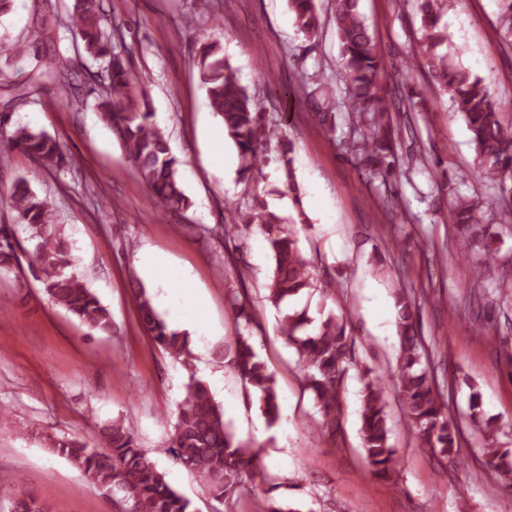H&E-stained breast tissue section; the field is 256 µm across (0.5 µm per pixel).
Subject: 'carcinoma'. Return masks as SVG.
Here are the masks:
<instances>
[{
	"label": "carcinoma",
	"instance_id": "carcinoma-1",
	"mask_svg": "<svg viewBox=\"0 0 512 512\" xmlns=\"http://www.w3.org/2000/svg\"><path fill=\"white\" fill-rule=\"evenodd\" d=\"M101 0H73L65 5L75 56L90 57L102 63L105 81L102 89L87 88L76 80L67 85V94L84 103L94 96L93 109L112 130L128 162L136 169L150 196L164 212H180L191 207L178 175L180 160L153 121L147 100L135 95L137 77L130 67V50L118 47L115 31L106 27ZM422 13L421 35L402 66L408 77L416 65L427 68L441 94L449 96L454 111L466 121L475 150V176L489 178L498 193L512 198V125L502 121L500 108L489 87L478 77L456 66L443 50L448 44V28L440 26L442 16L458 0H417ZM336 35L344 60L345 107L354 123L352 139L344 144L356 155L361 172L396 184L399 155L394 138L392 113L400 110L396 89L385 80L383 50L358 9L359 0H333ZM496 33L512 50V0H498ZM298 33L316 42L323 29L317 0H288ZM59 26L58 3L41 0L32 18L31 35L24 43L7 48L16 56L33 59L28 79L14 88L12 100L30 98L47 84H53L66 71L69 61L56 42ZM195 66L212 112L224 122L228 137L240 158L239 175L253 178L270 162L272 141H278L277 161L281 163L286 186L298 192L293 164V146L281 138L280 125L262 112L235 72L224 61L220 43L205 37L196 44ZM304 95L325 134L335 129L336 102L321 84L308 85ZM12 113H0V155L13 151L26 153L44 166L60 171L75 161L65 156L60 143L51 135L20 122L11 124ZM0 199L8 201L15 222L0 224V276L22 268L41 284L44 293L89 329L100 334L113 330L112 316L98 297L71 272L76 258L69 245L49 232L55 221L52 202L39 196L24 177L0 189ZM451 219L465 229L487 223L485 201L478 197L460 198L451 203ZM257 226L265 236L273 256L267 300L276 308L286 306L280 333L288 339L304 364V386L321 414L319 429L331 436L342 427V392L350 368L356 364L354 341L346 331L344 318L330 314L311 330L312 319L305 308L290 309L288 304L312 290L325 292L333 284L315 274L313 260L299 247L296 234L283 219L265 207L245 215L241 224H231L224 233ZM26 241L24 248L21 241ZM139 321L155 345L170 356L186 361L190 356L188 338L172 329L156 310L143 287L135 289ZM235 320L250 327L256 321L253 305L237 294L229 296ZM400 354L398 385L410 427L420 443L445 459L459 457V429L439 401L427 369L421 367L423 353L414 333L411 301L401 299L399 314ZM234 367L244 385L259 399L266 420L278 418L276 381L255 351L251 336L236 333L232 346ZM480 396L470 397L471 419L486 432L497 426L480 410ZM389 428L385 384L378 376L363 375L361 426L359 434L364 458L374 476H392L396 449L388 442ZM99 445H89L65 436L51 437L47 447L79 469L88 482L112 496L121 512H190V503L166 481L156 464L140 447L132 425L114 419L99 429ZM174 460L197 475L210 495L229 500L248 486L265 482L267 474L252 446L236 438L224 421V413L212 397L209 386L192 378L178 412L170 439ZM486 474L505 478L512 473V453L492 445L484 449ZM11 512H50L47 505L18 494Z\"/></svg>",
	"mask_w": 512,
	"mask_h": 512
}]
</instances>
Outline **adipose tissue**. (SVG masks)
<instances>
[{
    "instance_id": "adipose-tissue-1",
    "label": "adipose tissue",
    "mask_w": 512,
    "mask_h": 512,
    "mask_svg": "<svg viewBox=\"0 0 512 512\" xmlns=\"http://www.w3.org/2000/svg\"><path fill=\"white\" fill-rule=\"evenodd\" d=\"M143 272L153 278L162 287H177L172 296L169 313L174 324L191 327L195 332H204L209 322V313L203 304L201 292H188L189 276L175 268L167 257L154 252L144 253L139 262Z\"/></svg>"
}]
</instances>
